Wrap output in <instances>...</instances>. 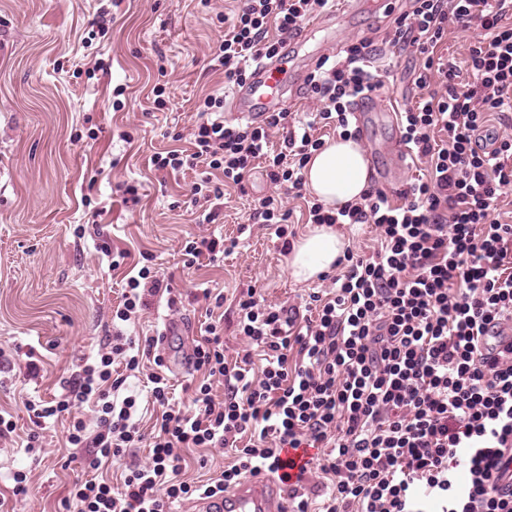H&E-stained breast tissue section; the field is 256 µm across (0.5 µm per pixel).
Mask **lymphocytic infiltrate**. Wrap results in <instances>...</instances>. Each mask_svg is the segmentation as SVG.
<instances>
[{"instance_id": "lymphocytic-infiltrate-1", "label": "lymphocytic infiltrate", "mask_w": 512, "mask_h": 512, "mask_svg": "<svg viewBox=\"0 0 512 512\" xmlns=\"http://www.w3.org/2000/svg\"><path fill=\"white\" fill-rule=\"evenodd\" d=\"M334 0H242L212 52L213 69L240 84L259 61L278 55L285 38L332 7ZM478 22L469 49L471 82L436 55L449 21ZM389 45L412 46L423 64L415 83L426 94L400 114L404 142L427 165L426 178L401 190L402 204L367 189L337 209L311 201V224H369L379 242L370 255L346 251L343 274L310 293L314 315L272 303L249 289L237 302V327L265 364H228L224 322L194 341L188 359L202 375L191 407L172 404L167 377L149 376L162 408L145 463L128 466L121 489L97 480L108 462L136 447L139 400L124 394L127 378L154 356L158 337L116 336L72 375L49 402L27 401L33 419L68 415L67 441L83 451L87 480L70 496L78 512H172L175 504L224 493L247 476L278 473L286 448H316L315 468L289 487L295 512H512V224L493 213L512 189V0H413L389 31ZM374 39L356 37L336 59L308 76L317 103L306 122L271 112L257 124L227 122L224 99L197 106L190 146L155 154L156 170L201 169L192 203L244 189L257 160L271 184L302 190L303 170L324 141L318 126L348 137L360 96L382 90L371 68ZM281 135L280 151L270 148ZM281 194L259 199L252 213L289 252L296 232ZM168 286L142 266L128 277L115 316L134 320L148 297ZM223 382L214 401L213 381ZM92 404L94 421L79 412ZM249 434L238 446L239 435ZM231 448L234 464L203 484L179 477L181 449ZM320 472L316 501L307 483Z\"/></svg>"}]
</instances>
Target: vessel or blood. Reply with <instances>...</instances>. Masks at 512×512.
Wrapping results in <instances>:
<instances>
[{"instance_id": "vessel-or-blood-1", "label": "vessel or blood", "mask_w": 512, "mask_h": 512, "mask_svg": "<svg viewBox=\"0 0 512 512\" xmlns=\"http://www.w3.org/2000/svg\"><path fill=\"white\" fill-rule=\"evenodd\" d=\"M288 54L261 63L253 70L245 85L238 87L231 98L234 118L252 122L264 119L266 113L285 108L288 87ZM358 112H377L388 122H396L397 114L386 105L382 93L356 102ZM287 492L274 477L257 474L244 478L224 496L202 500L199 512H284Z\"/></svg>"}]
</instances>
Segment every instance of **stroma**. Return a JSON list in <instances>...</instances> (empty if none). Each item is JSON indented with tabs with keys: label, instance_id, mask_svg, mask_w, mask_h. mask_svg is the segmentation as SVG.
Masks as SVG:
<instances>
[{
	"label": "stroma",
	"instance_id": "obj_1",
	"mask_svg": "<svg viewBox=\"0 0 512 512\" xmlns=\"http://www.w3.org/2000/svg\"><path fill=\"white\" fill-rule=\"evenodd\" d=\"M236 6V0H210L205 10L198 0H0V409L16 423L0 439V493L18 469L27 470L33 487L32 499L18 502L16 512H76L65 500L86 475L79 455L63 446L69 420L44 419V451L31 457L24 452L33 427L25 403L60 395L63 380L93 360L108 337L179 326L163 357L174 399L185 403L187 356L210 320L207 302L193 297L196 289L224 292L231 361L246 347L236 327L241 293L255 285L268 301L300 306L314 289L292 281L277 238L249 221L257 200L274 190L263 163H255L245 191L226 190L212 224L180 203L198 172L166 175L151 163L155 153L173 148L171 131H190L199 98L231 97L210 59L224 35L218 17ZM408 7L409 0L379 7L361 0L346 29L323 30L315 39L382 40L395 14ZM419 64L409 47L374 59L395 109L421 96L413 82ZM160 82L169 96L163 110L153 104ZM357 126L371 184L390 176L404 186L425 174L424 163L397 158L393 127L370 112ZM129 185L138 189V204L122 202ZM211 234L236 241V248L215 262L204 256L184 264L181 242ZM109 245L149 256L181 293L179 312L154 297L139 320L113 321L123 273L111 270ZM182 456L180 477L189 481L234 460L228 449Z\"/></svg>",
	"mask_w": 512,
	"mask_h": 512
}]
</instances>
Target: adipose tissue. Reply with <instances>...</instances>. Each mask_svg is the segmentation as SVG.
<instances>
[{
	"label": "adipose tissue",
	"instance_id": "1",
	"mask_svg": "<svg viewBox=\"0 0 512 512\" xmlns=\"http://www.w3.org/2000/svg\"><path fill=\"white\" fill-rule=\"evenodd\" d=\"M303 175L312 196L325 207L338 208L360 199L369 185L370 168L358 142L339 138L311 156ZM345 247L343 236L333 227L316 226L292 247L287 259L291 279L306 283L331 271Z\"/></svg>",
	"mask_w": 512,
	"mask_h": 512
}]
</instances>
